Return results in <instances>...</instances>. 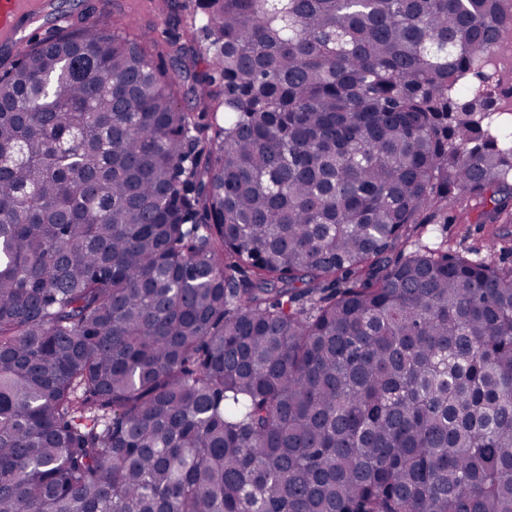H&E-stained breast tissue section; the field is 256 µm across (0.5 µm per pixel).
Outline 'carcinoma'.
<instances>
[{"instance_id":"cac0c4a2","label":"carcinoma","mask_w":512,"mask_h":512,"mask_svg":"<svg viewBox=\"0 0 512 512\" xmlns=\"http://www.w3.org/2000/svg\"><path fill=\"white\" fill-rule=\"evenodd\" d=\"M191 25L0 75V512H512V266L409 244L512 224V103L471 85L512 16Z\"/></svg>"}]
</instances>
